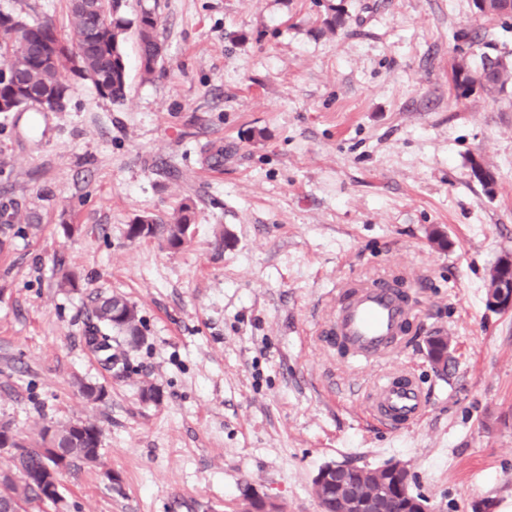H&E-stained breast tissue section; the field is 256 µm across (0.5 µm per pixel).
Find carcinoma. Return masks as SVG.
I'll list each match as a JSON object with an SVG mask.
<instances>
[{
	"label": "carcinoma",
	"instance_id": "1",
	"mask_svg": "<svg viewBox=\"0 0 512 512\" xmlns=\"http://www.w3.org/2000/svg\"><path fill=\"white\" fill-rule=\"evenodd\" d=\"M96 12L87 10L83 0H68L67 35L59 34L51 20L29 23L8 15L10 26L0 29V112H17L37 105L44 110L62 109L70 95L71 86L65 73L74 72L89 80L97 92L112 103H122L128 93L123 41L130 25H136L140 46L141 67L151 76L162 61L164 48L157 37V15L143 9L131 23L118 16L119 0H95ZM106 24V35L94 39L90 34L95 17ZM57 47L55 59L43 58L44 48ZM512 80V64L498 55L483 54L479 68L470 70L458 66L453 70L455 91L462 97L469 95V86L481 82L482 91L495 94L504 91ZM194 223V204L189 198L179 203L171 217L164 221L150 214L139 215L127 227V238L133 242L153 238L169 249L182 244L185 225ZM124 337L131 344L142 340L141 319L136 307L119 296L98 297L93 301L92 318L84 330L86 343L106 345L112 334ZM63 449L71 462L92 461L89 449L100 444V428L92 421H76L42 426L38 438L28 440L16 437L13 448L24 453L11 458L10 470L35 474L45 468L49 459L41 448L47 444L48 433ZM43 488L37 482L0 483V512H16L18 503L32 508L44 502Z\"/></svg>",
	"mask_w": 512,
	"mask_h": 512
}]
</instances>
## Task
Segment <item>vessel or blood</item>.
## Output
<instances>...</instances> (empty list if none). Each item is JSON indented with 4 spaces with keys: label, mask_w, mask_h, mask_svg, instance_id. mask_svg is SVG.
Instances as JSON below:
<instances>
[{
    "label": "vessel or blood",
    "mask_w": 512,
    "mask_h": 512,
    "mask_svg": "<svg viewBox=\"0 0 512 512\" xmlns=\"http://www.w3.org/2000/svg\"><path fill=\"white\" fill-rule=\"evenodd\" d=\"M351 293L336 307L332 334L359 361H371L394 350L409 309L395 289L380 284H354ZM370 412L391 426L417 421L425 409L419 382L408 374L393 375L380 382L369 396Z\"/></svg>",
    "instance_id": "1"
}]
</instances>
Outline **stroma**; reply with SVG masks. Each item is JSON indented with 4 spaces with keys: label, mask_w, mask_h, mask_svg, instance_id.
Listing matches in <instances>:
<instances>
[{
    "label": "stroma",
    "mask_w": 512,
    "mask_h": 512,
    "mask_svg": "<svg viewBox=\"0 0 512 512\" xmlns=\"http://www.w3.org/2000/svg\"><path fill=\"white\" fill-rule=\"evenodd\" d=\"M144 7L165 61L144 79L128 30L123 104L74 76L63 109L0 113V204L35 224L0 221V424L97 423L98 462L60 480L71 512H241L249 486L320 512L323 465L391 461L431 512H512V311L486 305L512 257V86L460 98L451 82L484 52L512 55V17L474 0H122L131 21ZM1 11L67 25L66 0ZM186 197V247L127 239L135 216ZM62 264L78 292L57 288ZM396 278L412 310L399 348L368 363L330 348L341 290ZM98 294L142 320L110 368L83 339ZM435 331L451 341L440 371ZM399 371L427 406L394 428L366 400Z\"/></svg>",
    "instance_id": "stroma-1"
}]
</instances>
